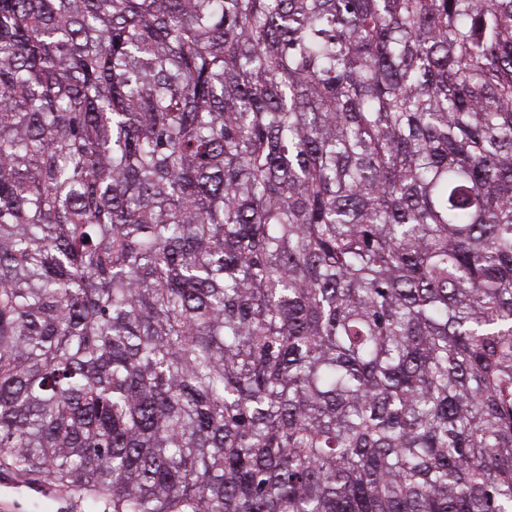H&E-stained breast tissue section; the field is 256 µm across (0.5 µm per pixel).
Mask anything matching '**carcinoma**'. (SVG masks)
I'll list each match as a JSON object with an SVG mask.
<instances>
[{
    "label": "carcinoma",
    "mask_w": 512,
    "mask_h": 512,
    "mask_svg": "<svg viewBox=\"0 0 512 512\" xmlns=\"http://www.w3.org/2000/svg\"><path fill=\"white\" fill-rule=\"evenodd\" d=\"M0 462L512 512V0H0Z\"/></svg>",
    "instance_id": "1"
}]
</instances>
